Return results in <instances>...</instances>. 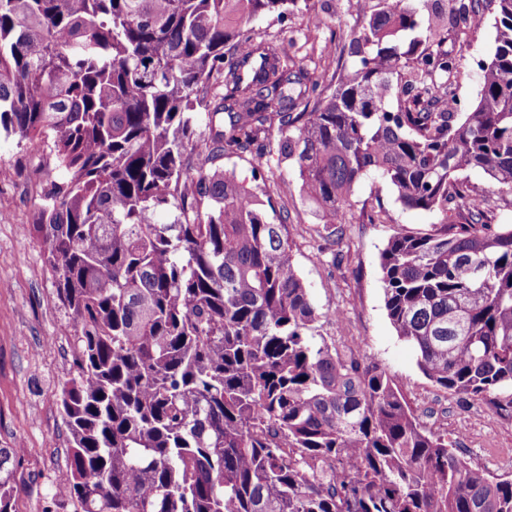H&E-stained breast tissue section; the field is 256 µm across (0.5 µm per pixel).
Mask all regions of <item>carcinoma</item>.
<instances>
[{"label":"carcinoma","mask_w":512,"mask_h":512,"mask_svg":"<svg viewBox=\"0 0 512 512\" xmlns=\"http://www.w3.org/2000/svg\"><path fill=\"white\" fill-rule=\"evenodd\" d=\"M298 2L0 0V133L51 142L67 173L27 231L71 311L73 512H512V476L469 467L385 369L325 342L259 169L221 164L277 126L324 250L370 173L437 213L381 253L388 318L439 388L512 417V225L464 176L512 207V0H359L333 72L248 27ZM488 12L461 115L447 34ZM21 452L0 448V512ZM467 175L469 176L472 183H474L479 188L486 190L489 193V202L492 205V207H495L498 204V195L491 194L492 191L495 189V185L493 181L489 178V176H487L480 170L470 171L467 173ZM495 210L498 215L499 224H512V208L495 207Z\"/></svg>","instance_id":"1"}]
</instances>
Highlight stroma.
<instances>
[{
    "mask_svg": "<svg viewBox=\"0 0 512 512\" xmlns=\"http://www.w3.org/2000/svg\"><path fill=\"white\" fill-rule=\"evenodd\" d=\"M357 12L352 0H308L285 20L263 17L252 28L263 38L290 33L312 37L304 52L315 59L331 30L350 29ZM494 40L489 22L474 34H450L447 47L461 64L462 103L476 99L481 82L477 62L490 54ZM223 163L226 172L240 178L253 168L264 169V188L277 211L287 215L296 241V266L314 303L343 310L347 317L337 325L321 322L325 341L335 345L347 336L363 337L361 358L390 372L416 414L437 410L445 430L452 422L468 420L477 439L475 451L464 455L469 466L484 471L511 452L512 420L500 419L488 405L448 393L425 378L413 349L398 337L387 316L380 254L395 231H427L437 223V215L403 209L391 187L367 176L355 199L361 205L381 199L383 219L373 224L363 217L350 225L341 261L335 265L319 249L314 230L320 218L300 197L298 173L291 163L263 150L229 153ZM65 178L49 147L29 150L14 137L0 135V281L7 283L0 288V448H23L12 512H72L64 499L54 496L70 479L69 432L60 408V385L73 370L70 340L62 333L70 312L56 297L41 241L25 229L42 197ZM284 183L290 187L285 195L279 192Z\"/></svg>",
    "mask_w": 512,
    "mask_h": 512,
    "instance_id": "35a3bbf8",
    "label": "stroma"
}]
</instances>
